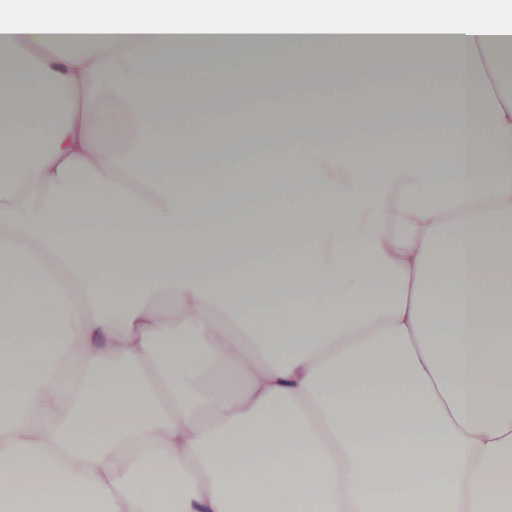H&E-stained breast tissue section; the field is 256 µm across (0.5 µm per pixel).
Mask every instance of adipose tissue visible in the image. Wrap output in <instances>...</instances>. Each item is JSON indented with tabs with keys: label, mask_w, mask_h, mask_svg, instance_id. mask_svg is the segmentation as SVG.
Here are the masks:
<instances>
[{
	"label": "adipose tissue",
	"mask_w": 512,
	"mask_h": 512,
	"mask_svg": "<svg viewBox=\"0 0 512 512\" xmlns=\"http://www.w3.org/2000/svg\"><path fill=\"white\" fill-rule=\"evenodd\" d=\"M262 2L0 13V512H512V103L470 66L512 84V19ZM276 58L296 120L259 140L213 92ZM440 68L443 133L355 138ZM324 75L358 88L332 113L298 92ZM419 87V98L404 110L397 86L384 84L375 88L373 97L367 106L381 112H412L420 106H436L444 101L442 91L445 84V73L442 70L419 71L412 75Z\"/></svg>",
	"instance_id": "adipose-tissue-1"
}]
</instances>
